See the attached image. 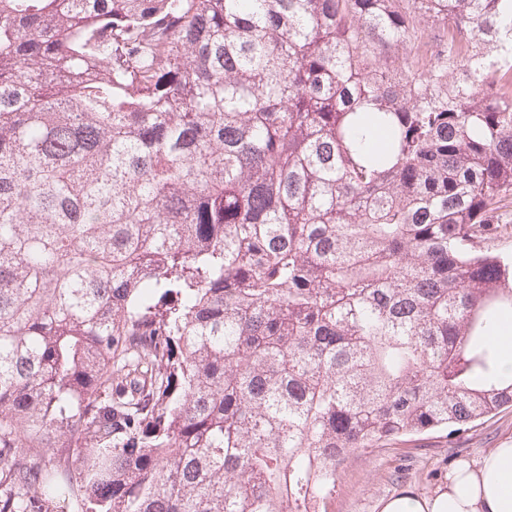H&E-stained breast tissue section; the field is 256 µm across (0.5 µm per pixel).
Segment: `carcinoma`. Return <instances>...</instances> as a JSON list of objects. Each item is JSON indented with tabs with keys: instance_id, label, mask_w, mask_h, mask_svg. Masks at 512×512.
I'll return each instance as SVG.
<instances>
[{
	"instance_id": "cac0c4a2",
	"label": "carcinoma",
	"mask_w": 512,
	"mask_h": 512,
	"mask_svg": "<svg viewBox=\"0 0 512 512\" xmlns=\"http://www.w3.org/2000/svg\"><path fill=\"white\" fill-rule=\"evenodd\" d=\"M512 0H0V512H327L512 408ZM512 319L497 322L493 329L492 341L498 350L502 374L512 375Z\"/></svg>"
}]
</instances>
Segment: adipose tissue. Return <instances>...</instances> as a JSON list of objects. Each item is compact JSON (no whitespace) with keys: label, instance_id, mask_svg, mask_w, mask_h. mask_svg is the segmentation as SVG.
<instances>
[{"label":"adipose tissue","instance_id":"obj_1","mask_svg":"<svg viewBox=\"0 0 512 512\" xmlns=\"http://www.w3.org/2000/svg\"><path fill=\"white\" fill-rule=\"evenodd\" d=\"M380 512H512V444L456 464L431 495L382 501Z\"/></svg>","mask_w":512,"mask_h":512}]
</instances>
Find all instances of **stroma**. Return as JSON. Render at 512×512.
I'll return each mask as SVG.
<instances>
[{"label":"stroma","instance_id":"obj_1","mask_svg":"<svg viewBox=\"0 0 512 512\" xmlns=\"http://www.w3.org/2000/svg\"><path fill=\"white\" fill-rule=\"evenodd\" d=\"M512 441V409L466 434L434 433L350 456L339 469L328 512H380L382 500L409 491L429 495L448 469L462 459L476 460Z\"/></svg>","mask_w":512,"mask_h":512}]
</instances>
